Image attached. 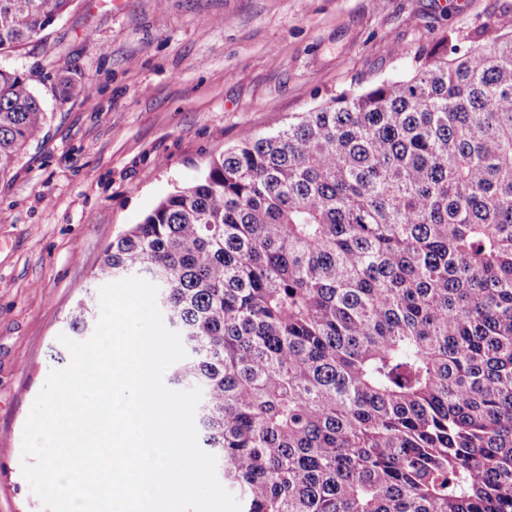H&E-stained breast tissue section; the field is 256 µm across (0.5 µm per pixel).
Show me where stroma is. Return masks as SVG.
<instances>
[{"mask_svg": "<svg viewBox=\"0 0 512 512\" xmlns=\"http://www.w3.org/2000/svg\"><path fill=\"white\" fill-rule=\"evenodd\" d=\"M512 27V0H73L0 55L49 122L0 180V512H42L26 420L104 247L244 129L263 135L410 71L423 45ZM94 87L63 101V67Z\"/></svg>", "mask_w": 512, "mask_h": 512, "instance_id": "stroma-1", "label": "stroma"}]
</instances>
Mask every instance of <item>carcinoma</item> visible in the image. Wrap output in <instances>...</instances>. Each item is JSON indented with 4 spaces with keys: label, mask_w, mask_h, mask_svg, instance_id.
<instances>
[{
    "label": "carcinoma",
    "mask_w": 512,
    "mask_h": 512,
    "mask_svg": "<svg viewBox=\"0 0 512 512\" xmlns=\"http://www.w3.org/2000/svg\"><path fill=\"white\" fill-rule=\"evenodd\" d=\"M72 0H0V54ZM249 129L102 251L181 336L241 512H512V29ZM62 100L91 84L63 73ZM47 122L0 69V180ZM92 292L69 330H95Z\"/></svg>",
    "instance_id": "obj_1"
}]
</instances>
